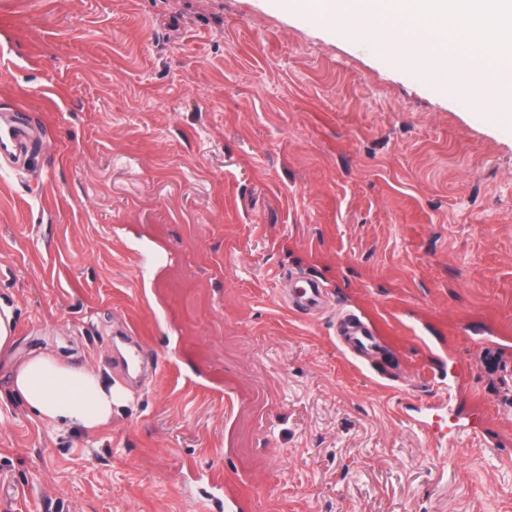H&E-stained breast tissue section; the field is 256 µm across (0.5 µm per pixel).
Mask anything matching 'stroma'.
<instances>
[{"label": "stroma", "mask_w": 512, "mask_h": 512, "mask_svg": "<svg viewBox=\"0 0 512 512\" xmlns=\"http://www.w3.org/2000/svg\"><path fill=\"white\" fill-rule=\"evenodd\" d=\"M1 112L42 157L0 165L14 356L125 399L56 432L1 365L0 512H210L216 476L244 512H512V119L292 0H0ZM293 276L326 314L289 316ZM343 311L375 365L337 348ZM425 408L481 438L436 447ZM374 325L353 312L338 317L336 339L342 352L357 363L371 359L380 347V336Z\"/></svg>", "instance_id": "35a3bbf8"}]
</instances>
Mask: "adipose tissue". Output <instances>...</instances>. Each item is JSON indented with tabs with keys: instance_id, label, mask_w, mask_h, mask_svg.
Returning <instances> with one entry per match:
<instances>
[{
	"instance_id": "obj_1",
	"label": "adipose tissue",
	"mask_w": 512,
	"mask_h": 512,
	"mask_svg": "<svg viewBox=\"0 0 512 512\" xmlns=\"http://www.w3.org/2000/svg\"><path fill=\"white\" fill-rule=\"evenodd\" d=\"M12 388L38 419L58 430L94 435L112 422L124 394L87 365H71L40 352L14 362Z\"/></svg>"
}]
</instances>
